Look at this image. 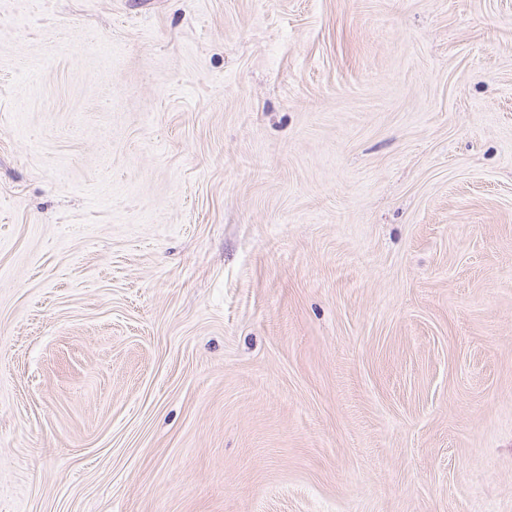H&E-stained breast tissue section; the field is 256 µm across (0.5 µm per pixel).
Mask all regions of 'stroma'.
<instances>
[{
    "label": "stroma",
    "instance_id": "obj_1",
    "mask_svg": "<svg viewBox=\"0 0 512 512\" xmlns=\"http://www.w3.org/2000/svg\"><path fill=\"white\" fill-rule=\"evenodd\" d=\"M0 512H512V0H0Z\"/></svg>",
    "mask_w": 512,
    "mask_h": 512
}]
</instances>
